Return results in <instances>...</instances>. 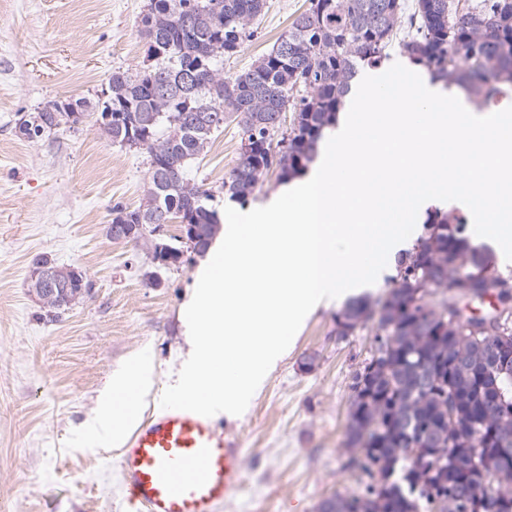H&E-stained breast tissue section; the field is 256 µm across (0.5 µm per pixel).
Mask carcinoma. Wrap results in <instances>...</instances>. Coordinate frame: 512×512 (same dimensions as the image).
Segmentation results:
<instances>
[{
  "mask_svg": "<svg viewBox=\"0 0 512 512\" xmlns=\"http://www.w3.org/2000/svg\"><path fill=\"white\" fill-rule=\"evenodd\" d=\"M265 7L266 0H148L140 35L149 64L135 73L113 72L108 95L95 101L62 97L24 119H42L41 133L28 138L38 141L71 127L66 108L81 103L89 117L112 115V143L146 154L149 183L139 205L112 206V216L142 225L127 242L151 250L157 241L151 225L177 219L202 230L208 251L224 216L209 205L212 188L187 173L212 137L231 122L240 131L242 150L221 191L244 206L270 170L285 183L309 168L358 67L381 63L394 47L477 108L512 84V0H308L248 70L213 81L212 73L224 72V60L254 36ZM466 226L455 213L427 214L415 245L397 257L393 286L374 300L351 299L336 314L338 336L375 321L378 362L396 370L369 372L365 363L354 373L351 389L364 385L375 408L350 405L345 445L368 482L358 493L334 495L319 512H506L499 500L481 494L482 474L470 459L476 434L482 455L512 449V440L502 444L504 426L512 436V369L503 372L476 357L455 371L448 325L440 320L449 312L458 327L484 328L481 339L492 347L496 310L477 320L461 303L490 292L512 311V279L497 274L490 256L471 245ZM89 287L86 280L42 309L57 317ZM416 288L431 292L412 306L405 297ZM446 293L450 297L434 302ZM427 318L432 339L405 334L406 326ZM436 362L442 384L424 393L421 371ZM450 387L462 394L454 418L448 416ZM434 429L445 432L446 446L426 463L434 481L423 482L420 461L408 448L426 447L423 435Z\"/></svg>",
  "mask_w": 512,
  "mask_h": 512,
  "instance_id": "obj_1",
  "label": "carcinoma"
}]
</instances>
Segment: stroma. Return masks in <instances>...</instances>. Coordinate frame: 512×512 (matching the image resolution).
<instances>
[{
    "label": "stroma",
    "mask_w": 512,
    "mask_h": 512,
    "mask_svg": "<svg viewBox=\"0 0 512 512\" xmlns=\"http://www.w3.org/2000/svg\"><path fill=\"white\" fill-rule=\"evenodd\" d=\"M147 0H0V512H127L121 450L88 439L102 394L120 372L143 378L131 398L147 419L185 346L182 318L202 263L156 271L145 247L104 234L115 203L138 205L149 181L143 153L103 138L94 123L30 142L19 118L61 96L96 99L112 72L144 66ZM306 0H267L253 38L224 62L249 69ZM240 152L235 124L213 136L191 175L219 189ZM81 267L90 297L57 320L28 288L34 256ZM158 272L159 286L145 275ZM339 305L317 310L241 417H219L242 458L224 512H318L359 489L345 430L351 377L370 357L375 329L341 339ZM316 354L314 370L299 367Z\"/></svg>",
    "instance_id": "35a3bbf8"
}]
</instances>
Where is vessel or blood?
I'll return each instance as SVG.
<instances>
[{
    "label": "vessel or blood",
    "instance_id": "1",
    "mask_svg": "<svg viewBox=\"0 0 512 512\" xmlns=\"http://www.w3.org/2000/svg\"><path fill=\"white\" fill-rule=\"evenodd\" d=\"M119 467L124 500L140 512H222L241 458L214 418L161 409L128 434Z\"/></svg>",
    "mask_w": 512,
    "mask_h": 512
}]
</instances>
